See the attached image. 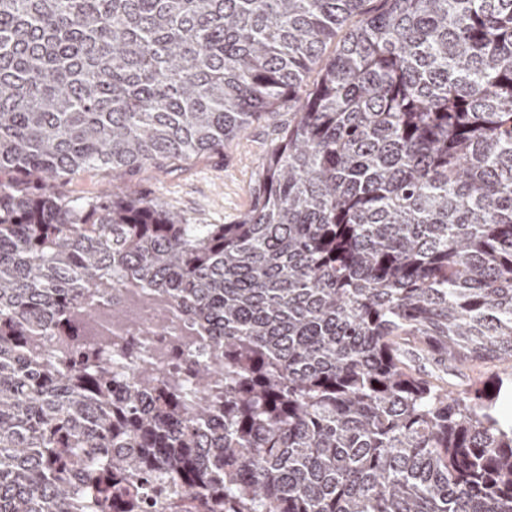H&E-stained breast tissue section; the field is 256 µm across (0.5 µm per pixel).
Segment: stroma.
<instances>
[{
    "instance_id": "1",
    "label": "stroma",
    "mask_w": 512,
    "mask_h": 512,
    "mask_svg": "<svg viewBox=\"0 0 512 512\" xmlns=\"http://www.w3.org/2000/svg\"><path fill=\"white\" fill-rule=\"evenodd\" d=\"M287 122L288 108L282 105L225 141L221 152L172 161L161 169L146 165L116 174L87 170L68 180L64 191L75 199L133 193L158 201L187 224H234L251 209L258 173ZM410 365L422 376L440 373L452 389L497 377L512 379L511 361L485 360L451 369L414 358Z\"/></svg>"
}]
</instances>
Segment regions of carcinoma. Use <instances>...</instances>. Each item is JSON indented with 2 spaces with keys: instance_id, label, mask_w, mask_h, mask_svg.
Instances as JSON below:
<instances>
[{
  "instance_id": "carcinoma-1",
  "label": "carcinoma",
  "mask_w": 512,
  "mask_h": 512,
  "mask_svg": "<svg viewBox=\"0 0 512 512\" xmlns=\"http://www.w3.org/2000/svg\"><path fill=\"white\" fill-rule=\"evenodd\" d=\"M285 101L235 224L59 190ZM115 288L193 385L112 372ZM410 339L512 359V0H0V512H512V384ZM408 363L417 374L424 377L439 372L448 382V389H461L472 385L481 386L483 382L497 377L503 378L505 382L512 379L511 361L485 360L453 369H448V362L446 366L441 365L437 368L433 361H419L415 357H412Z\"/></svg>"
}]
</instances>
